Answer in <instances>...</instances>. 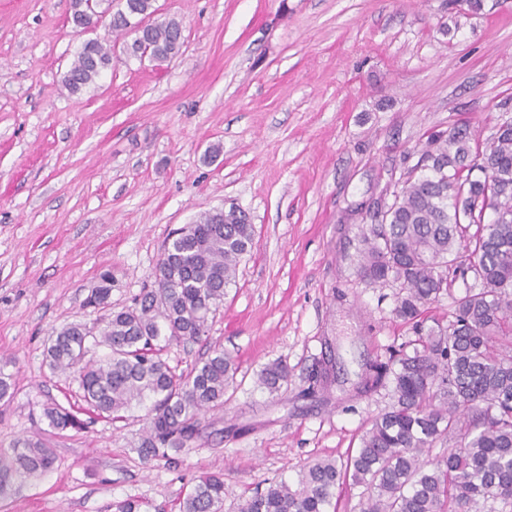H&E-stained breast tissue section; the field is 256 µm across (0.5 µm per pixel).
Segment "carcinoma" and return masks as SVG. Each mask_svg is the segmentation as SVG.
<instances>
[{"label": "carcinoma", "mask_w": 512, "mask_h": 512, "mask_svg": "<svg viewBox=\"0 0 512 512\" xmlns=\"http://www.w3.org/2000/svg\"><path fill=\"white\" fill-rule=\"evenodd\" d=\"M98 6V0H72L73 26L86 29ZM157 12L155 0H123L105 29L127 33L132 23L144 25L130 43L132 54L166 62L183 47V27ZM110 67L112 45L89 39L63 87L80 94ZM363 242L361 277L400 288L394 315L415 335L387 361L369 364L373 385L391 378L392 403L371 419L345 462L316 460L296 483L274 481L245 499L240 512H330L337 508L336 488L348 480L363 488L362 512H495L485 509L491 498L512 506V119L483 149L468 125L428 140ZM253 243L245 211L206 212L166 242L153 287L131 305L112 309V273L105 271L85 300L104 311L102 318L69 323L49 340L50 369L73 374L86 409L96 415L114 423L132 403L153 399L141 444L147 459L168 458L199 433L201 412L224 408L236 383L235 358L214 349L179 370L164 352L174 342L207 339L209 318ZM452 272L473 273L475 284L455 300L448 325L436 319L428 327L427 313L448 294ZM97 337L109 353L96 365H81L86 342ZM13 363L0 360V401L14 396L7 372ZM287 381L288 368L278 360L257 377L271 392ZM43 417L59 432L85 426L59 404L44 408ZM448 434L456 437L448 454L427 457ZM55 460V450L37 436L0 448V498L51 472ZM223 508L222 474L199 477L179 501V512Z\"/></svg>", "instance_id": "carcinoma-1"}]
</instances>
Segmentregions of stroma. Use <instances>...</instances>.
Returning a JSON list of instances; mask_svg holds the SVG:
<instances>
[{
    "instance_id": "obj_1",
    "label": "stroma",
    "mask_w": 512,
    "mask_h": 512,
    "mask_svg": "<svg viewBox=\"0 0 512 512\" xmlns=\"http://www.w3.org/2000/svg\"><path fill=\"white\" fill-rule=\"evenodd\" d=\"M183 27L156 66L131 35L73 29L71 0H0V358L16 394L0 403V448L40 436L56 453L41 481L0 512H108L134 498L177 512L198 476H224V512L311 461H343L390 387H366L373 361L412 340L392 313L397 287L358 274L362 206L391 198L428 138L466 122L488 142L512 117V0H156ZM109 38L112 66L80 95L62 85L84 41ZM220 146L210 156L212 146ZM237 206L254 245L207 341L172 344L184 369L208 349L239 364L222 412L175 462L140 452L147 405L121 422L86 415L58 432L44 405L84 406L44 348L104 270L129 305L170 234ZM288 383L258 386L270 361ZM328 364L318 387L314 372Z\"/></svg>"
}]
</instances>
